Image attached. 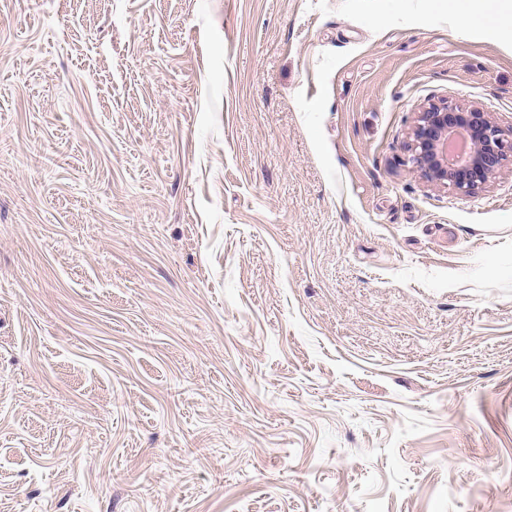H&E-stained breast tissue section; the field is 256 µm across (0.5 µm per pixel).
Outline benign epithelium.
<instances>
[{"label":"benign epithelium","mask_w":512,"mask_h":512,"mask_svg":"<svg viewBox=\"0 0 512 512\" xmlns=\"http://www.w3.org/2000/svg\"><path fill=\"white\" fill-rule=\"evenodd\" d=\"M464 132L471 144L462 160L448 163V136ZM512 156V129L504 130L480 107L453 100L428 103L417 113L408 162L437 186L473 193Z\"/></svg>","instance_id":"7a95c632"}]
</instances>
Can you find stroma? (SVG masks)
<instances>
[{
    "label": "stroma",
    "instance_id": "stroma-1",
    "mask_svg": "<svg viewBox=\"0 0 512 512\" xmlns=\"http://www.w3.org/2000/svg\"><path fill=\"white\" fill-rule=\"evenodd\" d=\"M0 0V512H512V0ZM464 132L470 153L448 163V136ZM408 162L434 185L473 193L482 188L512 153V129L505 131L474 104L428 103L417 113Z\"/></svg>",
    "mask_w": 512,
    "mask_h": 512
}]
</instances>
